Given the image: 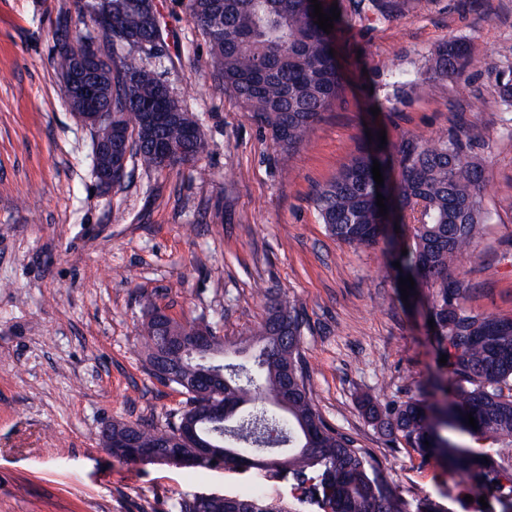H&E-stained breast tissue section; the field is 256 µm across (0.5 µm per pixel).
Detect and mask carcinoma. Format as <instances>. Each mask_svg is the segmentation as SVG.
I'll return each mask as SVG.
<instances>
[{"instance_id": "carcinoma-1", "label": "carcinoma", "mask_w": 512, "mask_h": 512, "mask_svg": "<svg viewBox=\"0 0 512 512\" xmlns=\"http://www.w3.org/2000/svg\"><path fill=\"white\" fill-rule=\"evenodd\" d=\"M423 0H348L338 4L340 17L327 34L314 24L310 0H189L192 17L206 27L213 66L243 106L271 130L274 144L288 151L304 145L321 114L340 101L345 82L336 56L335 39L348 27L349 14L371 8L383 18L415 8ZM112 13V35L106 49L87 32L64 36L57 44L54 65L69 70V45L94 48L98 76L106 93L103 104L117 113L112 144L129 149L128 161L146 170L161 162L152 143L157 138L180 145L185 126L193 118L179 101L162 92L164 83L140 56H163L158 21L145 24L144 0H84L83 13L92 17ZM469 46L462 40L441 43L428 56L429 79L448 80L461 95L471 92L467 79ZM156 107L179 115L159 127L147 123L145 110ZM378 160L383 185L373 179ZM397 170L391 181L387 176ZM485 161L473 153V142L461 134L431 139L403 138L393 148L357 144L335 178L320 185L311 200L328 233L345 244L372 247L387 242L392 261L400 262L403 276L415 286H426L428 318L434 320L440 365L436 388L443 399L410 397L381 402L370 396L359 400V410L377 428L386 444L403 443L421 461L470 469L473 485L484 492L471 512H512V317L472 311L466 301L469 282L452 272L463 258L474 256L485 233L488 213L483 209ZM390 198L399 220L412 218V234L399 246L379 213L377 194ZM407 254H402V250ZM147 310L142 336L152 375L163 383L182 387L189 395L177 420L160 428L142 422L112 421V428L132 426L142 445L154 449L174 434L177 422L194 415L200 406L224 396V423L205 424L206 435L225 449L224 457L206 456L188 441L182 455L203 469L263 466L292 482L301 492L298 501L310 512H451L431 494L405 499L392 487L370 453L352 435L330 425L314 403L302 355L305 320L296 303L285 296L268 298L267 313L249 337L226 342L210 325L181 323L168 318L160 327ZM204 327L213 339L224 371V386L213 390L190 384L194 364L181 357V378L170 376L155 363L157 351L180 336ZM477 428L465 423L467 414ZM469 436L468 445L450 436ZM266 450L271 458L253 457ZM173 512H299L260 495L212 494L178 497Z\"/></svg>"}]
</instances>
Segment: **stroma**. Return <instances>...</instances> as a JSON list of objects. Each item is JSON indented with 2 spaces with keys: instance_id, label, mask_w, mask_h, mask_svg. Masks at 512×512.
I'll return each mask as SVG.
<instances>
[{
  "instance_id": "stroma-1",
  "label": "stroma",
  "mask_w": 512,
  "mask_h": 512,
  "mask_svg": "<svg viewBox=\"0 0 512 512\" xmlns=\"http://www.w3.org/2000/svg\"><path fill=\"white\" fill-rule=\"evenodd\" d=\"M166 55L154 67L200 125L201 159L162 170L129 166L99 187L94 134L70 110L53 56L61 32L91 28L74 0H0V512H171L180 494L288 500L267 471L126 462L100 434L115 420L164 422L188 396L150 372L141 324L148 305L204 320L233 341L266 315V293L301 309L314 402L354 436L404 497L472 494L469 478L383 438L360 397L434 399L437 345L424 289L402 296L383 246L336 241L311 203L368 133L387 142L466 124L490 151L491 220L463 262L470 309L512 316V0H429L421 11L353 17L335 45L348 87L305 145L286 152L225 89L188 0H155ZM457 38L473 56V95L425 81L426 58ZM410 86L397 92L388 60Z\"/></svg>"
}]
</instances>
